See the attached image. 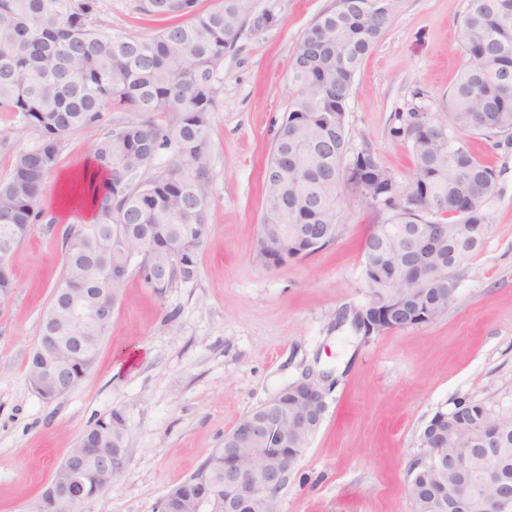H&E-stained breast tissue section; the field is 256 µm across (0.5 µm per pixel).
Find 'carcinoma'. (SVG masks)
Listing matches in <instances>:
<instances>
[{
    "mask_svg": "<svg viewBox=\"0 0 512 512\" xmlns=\"http://www.w3.org/2000/svg\"><path fill=\"white\" fill-rule=\"evenodd\" d=\"M100 2L0 0V112L19 115L35 134L32 145L14 153L9 177L0 180V235L13 228L18 247L41 219L36 202L63 136L96 132L108 112L147 113L151 118L119 122L96 138L92 158L106 174L96 198L97 220L65 231L69 261L62 280L83 294L107 268L115 276L117 296L135 270L162 294L196 278L198 255L210 237L208 139L224 56L244 26L253 32L266 26L272 9L248 14L244 0H220L207 11L197 10L196 0H137L140 14L165 25L148 37H124L100 28ZM399 5L400 0H334L302 34L290 62L294 94L263 175L259 241L274 238L276 249H261L259 256L270 266L279 253L313 255L332 240L305 248L307 227L338 224V201L345 191L371 197V206L387 214V234L378 251L363 245V267L370 270L367 303L384 316V328L403 330L418 322L419 312L441 315L456 297L452 288L438 294L425 283L401 279L404 229L437 220L448 225L441 257L429 258L444 276L448 263L460 266L491 231L483 205L496 191L495 170L451 131L512 135V82L500 80L501 73H512V0H467L460 37L471 65L448 92L447 120L415 110L392 130L410 142L413 170L406 185L369 149L347 156V127L340 120L357 70L390 28ZM166 114L172 120L165 124L155 119ZM163 152L169 153L167 163L153 167ZM473 224L481 225V238L460 256L456 239ZM86 334L93 337L92 348L89 359L74 366L72 388L85 378L105 337L96 324L87 326ZM299 408L296 392L281 389L250 412L267 420L261 450L226 438L202 468L208 481L202 484L195 475L182 486L209 502L224 494L227 449L238 447L241 465L254 466L283 450L285 433L292 457L299 458L311 441L292 431ZM451 423L446 447L427 452L445 456L468 442L476 451L462 476L413 463L414 512H438L436 502L447 500L448 486L461 480L479 501L497 494L483 479L486 435L498 433L493 455L512 473V417L461 401ZM99 430L108 432L112 447H124L121 411L96 421L82 438Z\"/></svg>",
    "mask_w": 512,
    "mask_h": 512,
    "instance_id": "1",
    "label": "carcinoma"
}]
</instances>
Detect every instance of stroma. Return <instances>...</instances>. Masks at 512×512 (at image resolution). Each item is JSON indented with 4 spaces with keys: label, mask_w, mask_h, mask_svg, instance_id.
<instances>
[{
    "label": "stroma",
    "mask_w": 512,
    "mask_h": 512,
    "mask_svg": "<svg viewBox=\"0 0 512 512\" xmlns=\"http://www.w3.org/2000/svg\"><path fill=\"white\" fill-rule=\"evenodd\" d=\"M271 3L277 23L260 34L243 30L224 57L209 139L212 232L196 279L159 294L130 273L86 377L51 402L32 391L26 365L62 276L63 231L85 217L38 200L42 218L0 298V512H33L83 432L115 410L126 420L127 467L79 512H158L225 433L309 368L337 384L275 512H412L407 469L435 413L472 400L512 416V136L462 135L494 166L497 188L484 205L493 231L462 263L448 310L366 339L337 325L341 309L366 302L362 246L382 218L345 193L332 244L272 269L259 257L263 170L291 98L290 61L332 0H248L246 10ZM466 5L401 0L355 76L348 150L371 149L401 183L411 176L410 146L391 130L397 115L415 109L444 118L448 92L470 63L458 31ZM102 6L109 34L143 37L160 27L137 13L136 0ZM33 140L18 117L0 112V179ZM94 141L64 136L49 179L80 170Z\"/></svg>",
    "instance_id": "obj_1"
}]
</instances>
